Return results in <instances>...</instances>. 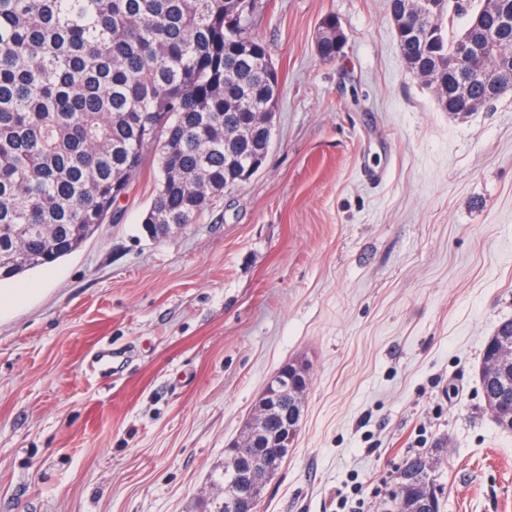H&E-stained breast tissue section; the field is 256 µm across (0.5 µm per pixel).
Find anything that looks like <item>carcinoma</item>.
Returning a JSON list of instances; mask_svg holds the SVG:
<instances>
[{
	"mask_svg": "<svg viewBox=\"0 0 512 512\" xmlns=\"http://www.w3.org/2000/svg\"><path fill=\"white\" fill-rule=\"evenodd\" d=\"M237 0H0V281L55 262L106 223L112 204L155 148L159 179L144 224H194L236 185L262 144L257 112H273L278 72L267 45L249 35ZM473 0H448L423 36L396 31L406 65L479 47L470 74L490 79L498 43L455 19ZM484 395L512 411V385L481 379ZM303 401H280L257 445L226 449L211 476L224 498L245 499L253 473L281 468L271 443ZM435 488L427 461L412 459L388 493L386 512H430L410 496Z\"/></svg>",
	"mask_w": 512,
	"mask_h": 512,
	"instance_id": "carcinoma-1",
	"label": "carcinoma"
}]
</instances>
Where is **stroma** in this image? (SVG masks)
<instances>
[{
	"label": "stroma",
	"mask_w": 512,
	"mask_h": 512,
	"mask_svg": "<svg viewBox=\"0 0 512 512\" xmlns=\"http://www.w3.org/2000/svg\"><path fill=\"white\" fill-rule=\"evenodd\" d=\"M251 32L280 75L260 170L153 241L147 163L82 248L0 284L32 291L0 311V512H204L288 364L311 385L262 512H336L358 482L384 512L418 456L441 512H512L478 378L512 320V91L444 112L387 0H269Z\"/></svg>",
	"instance_id": "35a3bbf8"
}]
</instances>
